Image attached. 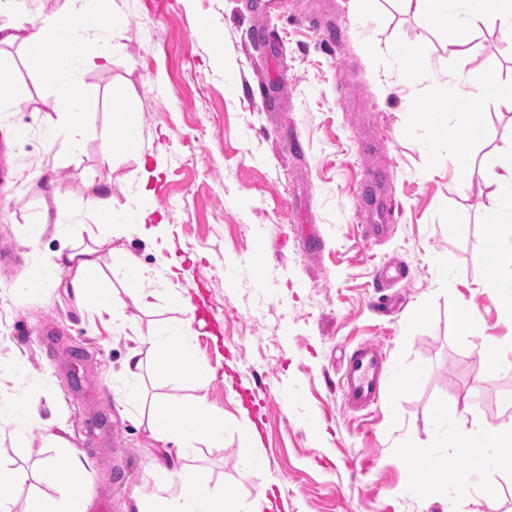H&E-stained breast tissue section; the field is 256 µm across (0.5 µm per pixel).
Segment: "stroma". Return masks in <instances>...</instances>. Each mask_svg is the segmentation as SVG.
I'll return each instance as SVG.
<instances>
[{"mask_svg":"<svg viewBox=\"0 0 512 512\" xmlns=\"http://www.w3.org/2000/svg\"><path fill=\"white\" fill-rule=\"evenodd\" d=\"M123 13L103 70L84 72L82 145L66 131L47 144L42 130L60 106L46 78L22 62L26 47L0 50L16 70L21 107L0 109L7 175L0 179V240L19 251L0 264V355H18L26 374L0 398L39 395L42 417L58 411L68 440L92 464L86 499L108 491L110 512H134L133 492L157 491L154 465L164 451L146 426L116 402L131 342L125 327L150 336L179 319L168 296L205 308L220 333L197 325L190 356L214 372L207 399L224 416V445L198 446L187 459L211 489L263 512H512V473L483 490L440 496L446 474L413 472L410 448L431 449L433 417L468 399L469 423L512 428V366L487 368L482 341L512 334L502 303L477 290L495 271L484 249L492 179L512 159V105L476 111L487 134L472 148L475 172L455 169L442 146L445 128L418 116L432 83L458 95L481 82L494 57L512 79V49L472 33L460 61L442 50L446 30L382 0L362 15L353 0H84L88 17ZM421 44L429 65L412 82L397 73L396 49ZM123 92L140 138L136 149L104 157L101 132L112 96ZM25 136H17V129ZM72 216L96 205L98 184L114 204L150 213L180 261L178 278L116 287L117 320L78 301L67 274L19 297L14 283L38 278L60 249L52 231L26 234L51 198ZM381 221L390 235L363 236ZM458 232L449 235L448 222ZM395 262L406 281L388 284L378 267ZM469 303L480 335H463L458 307ZM375 343L386 356L379 405L355 411L340 389L346 357ZM414 384L396 396L399 373ZM145 401L189 399L178 367L148 369ZM254 434H244L243 419ZM39 430L17 441L0 426V463L27 468L15 512H33L59 488L41 468L50 456ZM258 455L261 469L247 466Z\"/></svg>","mask_w":512,"mask_h":512,"instance_id":"35a3bbf8","label":"stroma"}]
</instances>
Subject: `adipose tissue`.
I'll return each instance as SVG.
<instances>
[{
	"mask_svg": "<svg viewBox=\"0 0 512 512\" xmlns=\"http://www.w3.org/2000/svg\"><path fill=\"white\" fill-rule=\"evenodd\" d=\"M399 8L408 14L424 18L435 26L456 30L457 36L447 43L450 56L464 59L470 56L469 34L485 29L497 33L499 39L512 47V0H396ZM83 0H67L66 8L36 23L32 33H22L19 27L0 25V44H39V51L27 58L30 68L47 74L52 79L57 101L66 110L71 123H79L85 106V89L81 75L91 68H104L110 63L106 44L92 37L84 21ZM430 109L426 115L430 123L447 125L448 157L459 169L471 171L475 161L471 151L474 143L486 134L484 127L469 118L472 103L496 99L512 103V82L500 77L496 60H486L484 79L467 95H442L438 85L428 91ZM455 116L456 124H448V116ZM139 126L131 113L126 112L123 101H116L112 124L102 136L104 154H117L135 147ZM492 220L487 226L485 249L488 256L502 269L484 288L497 297L508 314L512 315V162L500 165L493 178ZM148 214L131 205H114L107 193H100L98 206L82 222L83 235H76L70 216L62 210L43 211L39 220L28 227V236L39 240L46 228H53L62 240L61 249L52 253L43 263L44 278L52 279L68 273L70 285L77 298L97 297L98 313L116 315L119 312L98 278L99 261L109 256L113 273L123 282L137 284L156 277H171L174 260L161 255L153 268L143 266L124 246L114 244L105 227L122 225L145 229ZM178 309L180 320L160 333L137 340L130 347L123 362L126 387L120 401L125 411L140 409L138 382L144 357H151L156 368L169 367L174 352L188 351L195 338L192 328L193 307L187 296L176 293L170 298ZM198 392L187 403H164L152 407L147 427L152 438L164 446H174V458L156 462V476L161 487L158 495H135L137 512H241L238 501L231 496L218 497L206 487L202 476L184 465L183 460L198 445L217 446L224 442V421L217 417L207 401V381H200ZM39 401L29 397L10 403H0V420L12 421L18 437H25L28 429L39 427L45 443L55 447L56 455L43 460L42 466L51 472L55 481L64 488V495L39 505L35 512H86L80 477L87 471L81 461L69 450L68 441L54 432L53 422L42 420L38 412ZM468 403H455L451 409L441 411L440 419L449 421L450 427L438 431V440H455L466 459L464 467L457 469L454 490L466 494L472 489L475 475L493 476L503 469L512 470V431H472L466 429Z\"/></svg>",
	"mask_w": 512,
	"mask_h": 512,
	"instance_id": "1",
	"label": "adipose tissue"
}]
</instances>
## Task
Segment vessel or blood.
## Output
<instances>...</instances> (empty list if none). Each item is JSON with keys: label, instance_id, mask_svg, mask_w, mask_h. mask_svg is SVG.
Wrapping results in <instances>:
<instances>
[{"label": "vessel or blood", "instance_id": "vessel-or-blood-1", "mask_svg": "<svg viewBox=\"0 0 512 512\" xmlns=\"http://www.w3.org/2000/svg\"><path fill=\"white\" fill-rule=\"evenodd\" d=\"M386 357L376 345H363L347 358L340 380L345 398L358 406L379 403Z\"/></svg>", "mask_w": 512, "mask_h": 512}]
</instances>
